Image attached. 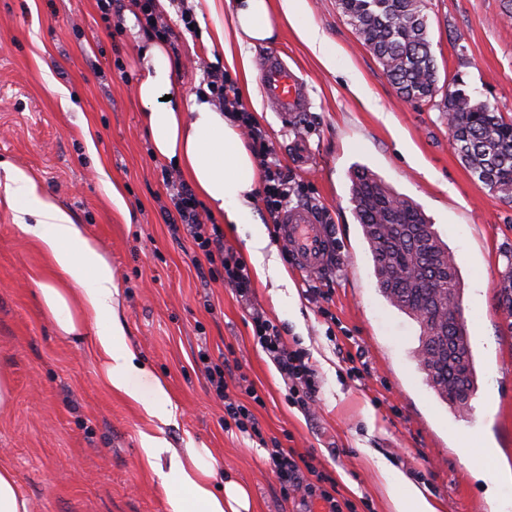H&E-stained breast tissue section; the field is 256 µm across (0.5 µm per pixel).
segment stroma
<instances>
[{"label": "stroma", "mask_w": 512, "mask_h": 512, "mask_svg": "<svg viewBox=\"0 0 512 512\" xmlns=\"http://www.w3.org/2000/svg\"><path fill=\"white\" fill-rule=\"evenodd\" d=\"M309 19L336 46L328 72L292 26L254 59L280 52L311 93L309 112L283 126L269 106L254 113L299 201L334 225L346 263L312 285L276 249L296 305H278V286L250 272L243 304L220 264H196L189 237L174 234L164 210L165 175L140 123L135 95L139 32L127 14L101 19L96 0H0V162L29 169L97 240L121 284L126 341L146 370L169 387L175 418L148 421L104 383L91 335H60L45 317L37 285L49 282L38 244L0 213V373L12 385L0 406V466L13 473L30 512H169L156 480L139 466V432L174 448H210L215 486L246 485L253 512H327L317 497L284 496L267 452L225 430L224 406L209 389L199 350L241 366L263 402L253 405L264 437L313 454L356 512H392L373 455L413 477L438 512H491L476 466L512 471V332L498 308L500 277L512 264V202L472 177L446 121L428 102H407L357 38L336 0H309ZM187 0L161 18L178 44L173 82L200 92L211 67L200 34L187 31ZM429 32L440 78L461 74L467 91L512 118V0H430ZM362 82L365 95L351 85ZM361 164L417 202L454 252L464 288L478 389L466 415L427 386L414 358L419 327L376 287L373 262L349 201V171ZM120 201H113V194ZM262 312L284 328L288 347L305 350L320 391L310 410L288 401L274 365L249 324ZM362 368L353 377L351 367ZM492 459L468 464L457 434Z\"/></svg>", "instance_id": "stroma-1"}]
</instances>
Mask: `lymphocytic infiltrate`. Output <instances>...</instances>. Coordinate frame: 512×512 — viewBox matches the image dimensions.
Segmentation results:
<instances>
[{
  "instance_id": "f902f5d3",
  "label": "lymphocytic infiltrate",
  "mask_w": 512,
  "mask_h": 512,
  "mask_svg": "<svg viewBox=\"0 0 512 512\" xmlns=\"http://www.w3.org/2000/svg\"><path fill=\"white\" fill-rule=\"evenodd\" d=\"M207 86L213 97L225 109L233 113L237 121L246 128L251 140V149L257 159L262 177V200L271 216L278 218L290 201L294 189L287 171L275 157L262 130L256 126L236 92L232 80L220 68L207 72ZM170 200L173 208L168 211V222L172 227H183L193 245L208 262H220L224 279L231 285L241 300H249L252 283L243 261L224 247V232L220 225L206 224L198 210L199 202L189 185L174 182L170 185ZM253 337L266 356L278 370L288 389V400L300 408H308L319 391L317 374L306 352L292 349L284 341L281 327L259 312L252 313ZM208 382L217 399L224 404L225 422L234 424L240 433L249 438H262L263 433L257 418L250 410L251 404H262L263 399L246 374H238L234 380H226L224 369L215 365L208 369ZM244 391L246 401L233 398L232 389ZM268 462L275 474L283 494L304 491L318 494L327 504H335V496L326 488L317 487L308 480L315 474L314 466L304 463L303 456L283 448L279 440H271L267 450Z\"/></svg>"
}]
</instances>
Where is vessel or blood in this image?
I'll return each instance as SVG.
<instances>
[{
    "label": "vessel or blood",
    "instance_id": "vessel-or-blood-1",
    "mask_svg": "<svg viewBox=\"0 0 512 512\" xmlns=\"http://www.w3.org/2000/svg\"><path fill=\"white\" fill-rule=\"evenodd\" d=\"M260 91L272 110L285 120L295 119L311 104L306 81L274 51L262 58ZM277 233L303 277L320 280L339 270L343 257L336 248L333 227L324 223L312 207L302 204L285 207L279 216Z\"/></svg>",
    "mask_w": 512,
    "mask_h": 512
}]
</instances>
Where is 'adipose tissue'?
Wrapping results in <instances>:
<instances>
[{
	"label": "adipose tissue",
	"instance_id": "1",
	"mask_svg": "<svg viewBox=\"0 0 512 512\" xmlns=\"http://www.w3.org/2000/svg\"><path fill=\"white\" fill-rule=\"evenodd\" d=\"M192 2L200 18H216L219 10L228 11L229 23H216L204 44L209 53L223 56L231 68L239 70L244 81H251L254 73L252 47L276 39L274 19L278 16L295 28L327 71L336 69L335 47L308 20L309 0ZM140 57L135 92L155 158L187 176L224 223L242 226L260 276L287 284L283 267L267 250V228L253 207L258 192L257 161L234 118L214 105L206 91L189 96L172 93L169 101H160V94L172 85L165 42H148ZM0 210L7 211L13 223L35 239L49 259L53 280L41 284L39 299L58 330L76 337L87 324H95L93 344L111 392L141 406L148 419H169L172 403L166 383L140 366L126 343L120 285L112 267L95 242L82 235L72 213L29 170L11 164L0 167ZM143 383L148 386L144 392L139 389ZM140 450V465L156 476L169 512H251V493L245 485L230 479L223 489L214 487L216 461L209 449L191 445L181 453L144 431ZM377 467L393 512H437L434 500L401 472L382 461Z\"/></svg>",
	"mask_w": 512,
	"mask_h": 512
}]
</instances>
